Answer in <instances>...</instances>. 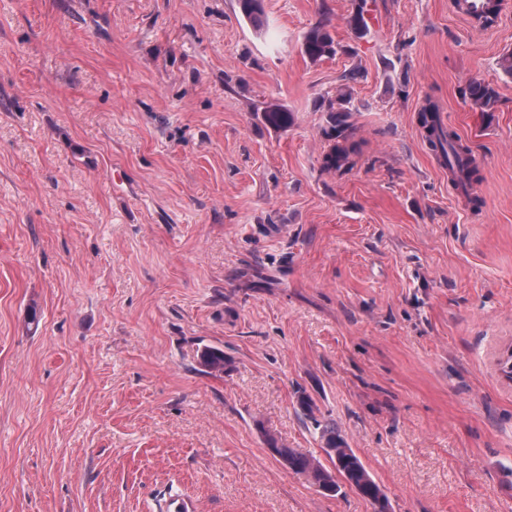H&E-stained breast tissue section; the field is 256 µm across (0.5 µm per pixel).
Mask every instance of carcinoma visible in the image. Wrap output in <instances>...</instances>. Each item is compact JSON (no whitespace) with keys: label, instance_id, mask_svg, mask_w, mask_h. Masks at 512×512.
<instances>
[{"label":"carcinoma","instance_id":"cac0c4a2","mask_svg":"<svg viewBox=\"0 0 512 512\" xmlns=\"http://www.w3.org/2000/svg\"><path fill=\"white\" fill-rule=\"evenodd\" d=\"M238 5L243 16L254 27L262 26V0H238ZM302 49L309 60L317 62L335 56L338 43L325 25L318 23L304 35ZM468 98L482 112L494 111L497 103L496 90L481 81H474L469 85ZM264 113L266 121L273 126H285L292 122L291 113L278 105L267 107ZM421 124L433 150L446 163L449 174L459 180V185L467 186L477 174L476 161L472 158L469 147L455 133L441 125L436 107L432 104L422 109ZM356 152L353 142L337 143L324 155L323 167L346 171L353 166ZM199 365L208 374L224 372V350L218 347L204 348L199 355ZM316 425L324 447L328 448L326 459L290 448L273 435L266 438L269 452L278 461L288 465L293 473L306 476L321 494L336 496L348 487L369 501L373 512H384L389 507L387 495L354 450L348 446L336 423L318 421Z\"/></svg>","mask_w":512,"mask_h":512}]
</instances>
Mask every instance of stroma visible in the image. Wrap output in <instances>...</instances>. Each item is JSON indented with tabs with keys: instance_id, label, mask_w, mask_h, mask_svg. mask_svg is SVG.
<instances>
[{
	"instance_id": "stroma-1",
	"label": "stroma",
	"mask_w": 512,
	"mask_h": 512,
	"mask_svg": "<svg viewBox=\"0 0 512 512\" xmlns=\"http://www.w3.org/2000/svg\"><path fill=\"white\" fill-rule=\"evenodd\" d=\"M357 2L0 0V512H372L268 453H320L302 394L392 512H512V0ZM460 9L458 11V14L463 19L467 20L468 22L474 21L476 15L483 12L485 9V1L486 0H460ZM486 5V11L485 14L477 19L479 24L484 28L491 27L497 18L498 14H495L493 17H491V8L492 6L497 5L495 1L487 0ZM302 49L309 60L317 62L323 58L335 56L338 51V43L335 42L325 25L318 23L304 35ZM468 98L483 112L494 111L497 103L496 90L489 84L473 81L468 87ZM421 124L433 150L446 163L449 174L453 178H461L457 184L466 187L477 174L476 161L469 147L441 125L436 107L432 104L422 109ZM355 143L334 144L323 157V167L328 170L341 171L350 169L356 155Z\"/></svg>"
}]
</instances>
